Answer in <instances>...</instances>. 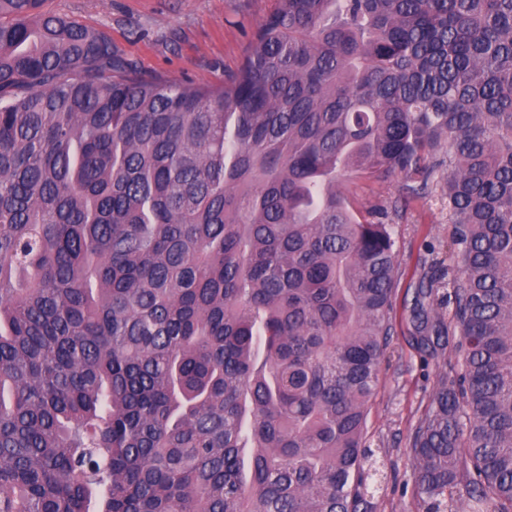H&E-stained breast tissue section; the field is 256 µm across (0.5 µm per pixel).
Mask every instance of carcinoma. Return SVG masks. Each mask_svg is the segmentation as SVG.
<instances>
[{
  "instance_id": "1",
  "label": "carcinoma",
  "mask_w": 512,
  "mask_h": 512,
  "mask_svg": "<svg viewBox=\"0 0 512 512\" xmlns=\"http://www.w3.org/2000/svg\"><path fill=\"white\" fill-rule=\"evenodd\" d=\"M42 3L0 0V512H372L389 212L430 197L414 491L512 512V0H279L220 86ZM401 183L397 180L391 182H378L374 180H362L358 184L357 208L360 205L383 204L390 208L392 201H395L400 194Z\"/></svg>"
}]
</instances>
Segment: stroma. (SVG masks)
Returning a JSON list of instances; mask_svg holds the SVG:
<instances>
[{"label": "stroma", "mask_w": 512, "mask_h": 512, "mask_svg": "<svg viewBox=\"0 0 512 512\" xmlns=\"http://www.w3.org/2000/svg\"><path fill=\"white\" fill-rule=\"evenodd\" d=\"M278 0H43L44 12L106 32L138 72L166 73L197 85L222 84L236 71L256 26ZM402 283L432 259H446L451 226L437 202L393 217ZM438 369L424 362L406 333L392 337L367 416L365 436L379 461L374 512H424L413 493L410 440Z\"/></svg>", "instance_id": "1"}]
</instances>
